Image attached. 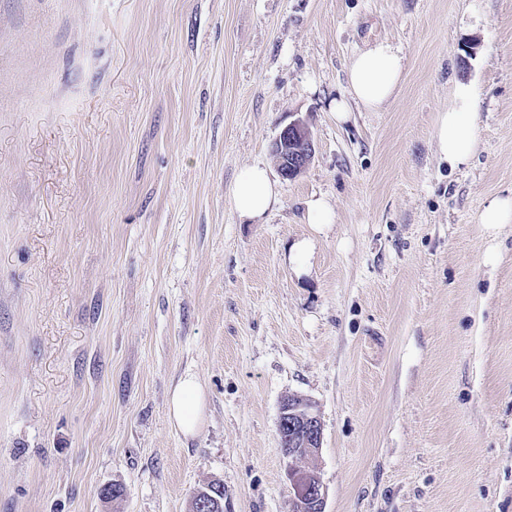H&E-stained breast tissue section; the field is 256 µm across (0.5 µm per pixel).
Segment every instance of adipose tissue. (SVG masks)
<instances>
[{
    "label": "adipose tissue",
    "mask_w": 512,
    "mask_h": 512,
    "mask_svg": "<svg viewBox=\"0 0 512 512\" xmlns=\"http://www.w3.org/2000/svg\"><path fill=\"white\" fill-rule=\"evenodd\" d=\"M405 63L389 41H379L354 56L347 67L349 100L337 101L335 115L346 121L350 106L374 111L401 90ZM479 116L475 110V91L470 84L455 86L454 103L440 113L435 137L442 160L453 166L468 162L478 146ZM230 201L239 217L261 221L279 201V190L265 166L254 164L239 172ZM205 393L195 376L183 377L173 388L169 418L184 435L196 433L203 414Z\"/></svg>",
    "instance_id": "ef3b65f1"
}]
</instances>
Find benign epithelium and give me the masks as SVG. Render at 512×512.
Returning <instances> with one entry per match:
<instances>
[{"instance_id": "7a95c632", "label": "benign epithelium", "mask_w": 512, "mask_h": 512, "mask_svg": "<svg viewBox=\"0 0 512 512\" xmlns=\"http://www.w3.org/2000/svg\"><path fill=\"white\" fill-rule=\"evenodd\" d=\"M273 150L283 179L293 180L309 164L314 143L309 129L297 120L285 127L276 138ZM278 435L284 458L295 460L309 456L321 447L322 424L312 403L293 396L280 408ZM288 479L294 492L293 512H325L326 493L317 473L294 467L288 469Z\"/></svg>"}]
</instances>
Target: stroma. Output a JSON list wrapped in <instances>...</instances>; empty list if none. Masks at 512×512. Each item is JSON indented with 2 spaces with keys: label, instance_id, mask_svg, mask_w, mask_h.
Wrapping results in <instances>:
<instances>
[{
  "label": "stroma",
  "instance_id": "1",
  "mask_svg": "<svg viewBox=\"0 0 512 512\" xmlns=\"http://www.w3.org/2000/svg\"><path fill=\"white\" fill-rule=\"evenodd\" d=\"M379 40L400 94L337 122ZM460 81L479 143L454 169ZM257 162L280 201L248 224L229 191ZM511 194L512 0H0V512H191L213 480L224 512H292L291 395L325 512H512V223L477 221ZM478 122L473 87L468 83H457L454 104L447 111L440 112L436 128L440 158L453 167L467 163L478 146ZM273 150L281 177L284 180L295 179L309 164L314 152L309 129L300 120L290 123L276 138ZM205 393L195 376L183 377L173 388L169 400V418L184 435L196 433L200 425ZM278 435L282 438L280 452L287 460L316 452L321 447L322 424L312 403L298 396L285 399L280 408Z\"/></svg>",
  "mask_w": 512,
  "mask_h": 512
}]
</instances>
